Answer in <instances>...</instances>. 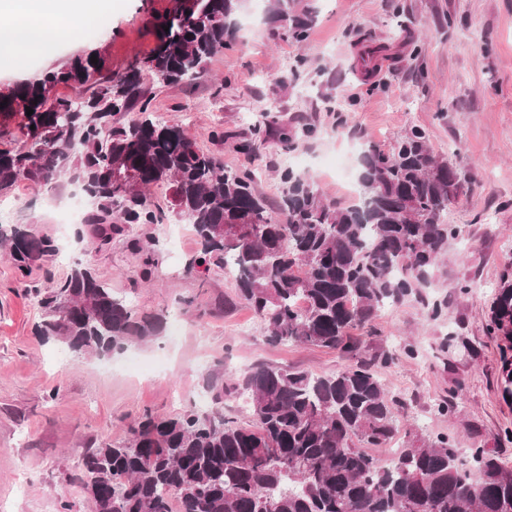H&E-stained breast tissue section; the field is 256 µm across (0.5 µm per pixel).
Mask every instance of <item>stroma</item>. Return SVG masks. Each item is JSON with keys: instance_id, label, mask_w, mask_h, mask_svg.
I'll list each match as a JSON object with an SVG mask.
<instances>
[{"instance_id": "obj_1", "label": "stroma", "mask_w": 512, "mask_h": 512, "mask_svg": "<svg viewBox=\"0 0 512 512\" xmlns=\"http://www.w3.org/2000/svg\"><path fill=\"white\" fill-rule=\"evenodd\" d=\"M317 12L296 42L266 20L267 0H248L235 40L205 64L202 79L166 85L144 74L153 118L180 125L225 168L254 175L277 210L285 169L313 176L332 202L357 200L365 144L391 149L406 130H426L434 155L459 164L467 180L448 208L463 239L421 297L382 309L367 355L391 353L378 374L402 399L405 423L444 434L463 450L482 448L512 467V400H504L500 340L491 307L512 279V0H305ZM170 0H112L94 34L76 32L54 54L0 68V91L39 78L75 55L100 50L121 69L155 45V25ZM297 74L286 69L296 58ZM267 135L259 155L242 152L255 127ZM310 128L293 151L278 132ZM224 138H217V131ZM18 183L7 197L15 221L52 238L58 251L34 277L47 284L75 261L90 262L137 312L164 320L162 335L129 344L112 358L75 355L42 342L41 320L12 264L0 253V512H93L77 491L80 452L119 443L144 411L161 416L201 409L206 377L243 378L260 364L330 374L348 365L335 351L272 344L263 322L236 295L221 268L205 278L184 271L200 249L191 224L170 208L167 186L148 197L164 213L87 249L68 221L71 187ZM154 245L158 265L139 277L132 240ZM443 304L430 318L424 300Z\"/></svg>"}]
</instances>
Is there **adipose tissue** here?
<instances>
[{
  "instance_id": "1",
  "label": "adipose tissue",
  "mask_w": 512,
  "mask_h": 512,
  "mask_svg": "<svg viewBox=\"0 0 512 512\" xmlns=\"http://www.w3.org/2000/svg\"><path fill=\"white\" fill-rule=\"evenodd\" d=\"M103 6V0H0V63L49 52Z\"/></svg>"
}]
</instances>
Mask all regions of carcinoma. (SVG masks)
Returning a JSON list of instances; mask_svg holds the SVG:
<instances>
[{"label": "carcinoma", "instance_id": "cac0c4a2", "mask_svg": "<svg viewBox=\"0 0 512 512\" xmlns=\"http://www.w3.org/2000/svg\"><path fill=\"white\" fill-rule=\"evenodd\" d=\"M244 2L171 0L154 48L125 71L112 72L95 49L1 93L0 141L15 146L0 149V192L22 180L47 186L71 161L96 205L94 236L105 240L129 224L162 223L145 190L165 184L199 240L189 271L204 277L213 262L232 266L237 296L270 342L355 358L361 343L349 330L374 335L378 311L426 287L461 235L447 214L466 172L433 155L426 131L413 127L389 151H362L359 201L349 206L325 202L311 176L285 170L274 217L252 174L224 169L181 126L114 121L142 99L145 71L167 85L205 76L206 61L235 38ZM266 19L302 42L314 11L268 0ZM0 243L24 278L56 252L52 239L20 224L0 225ZM30 291L42 309L36 335L78 355L107 357L164 328L82 262ZM510 325L505 280L491 331ZM393 362L374 355L329 375L259 365L241 383H211L216 405L245 395L249 419L220 408L173 418L146 410L126 442L82 450L83 490L94 512H172L174 499L179 512H512V468L479 448L471 451L476 476L447 436L425 438L409 425L410 444L389 461L373 452L387 449L402 425V402L377 372Z\"/></svg>", "mask_w": 512, "mask_h": 512}]
</instances>
